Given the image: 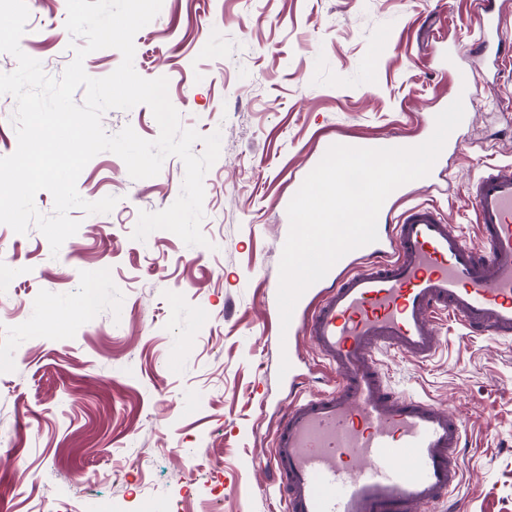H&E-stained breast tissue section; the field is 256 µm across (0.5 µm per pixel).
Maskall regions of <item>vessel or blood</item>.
I'll list each match as a JSON object with an SVG mask.
<instances>
[{"label":"vessel or blood","instance_id":"obj_1","mask_svg":"<svg viewBox=\"0 0 512 512\" xmlns=\"http://www.w3.org/2000/svg\"><path fill=\"white\" fill-rule=\"evenodd\" d=\"M477 52L502 42L490 0H474ZM478 244L433 205L382 206L376 242L336 262L297 302L285 337L291 392L269 453L283 512H429L462 483L466 436L446 406L395 392L380 353L438 352L437 324L512 338V163L485 164L467 186ZM307 339L335 377L309 394Z\"/></svg>","mask_w":512,"mask_h":512}]
</instances>
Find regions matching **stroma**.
<instances>
[{
  "label": "stroma",
  "instance_id": "35a3bbf8",
  "mask_svg": "<svg viewBox=\"0 0 512 512\" xmlns=\"http://www.w3.org/2000/svg\"><path fill=\"white\" fill-rule=\"evenodd\" d=\"M20 47L61 76L73 59L66 0H26ZM472 0H163L134 38L133 65L164 77L180 124L221 135L204 178L203 246L166 230L131 237L140 211L169 207L184 165L135 180L110 152L77 190L111 212L86 214L59 253L44 235L0 224V512H143L148 497L179 512H272L267 466L288 395L267 309L277 299L289 233L290 176L315 164L325 138H428L426 114L453 75L436 42L476 71L468 123L436 160L433 188L409 183L398 203L435 205L468 241L467 183L485 163L512 162V0H497L498 62L471 48ZM156 139L140 104L102 117ZM97 275L96 315L77 307ZM428 362L384 355L395 391L431 398L465 422L463 512H512V339L437 327Z\"/></svg>",
  "mask_w": 512,
  "mask_h": 512
}]
</instances>
